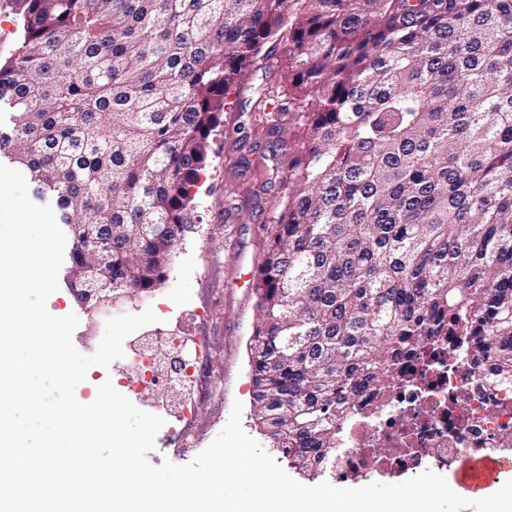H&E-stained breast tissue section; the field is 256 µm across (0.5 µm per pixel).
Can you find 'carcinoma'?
<instances>
[{"label":"carcinoma","instance_id":"carcinoma-1","mask_svg":"<svg viewBox=\"0 0 512 512\" xmlns=\"http://www.w3.org/2000/svg\"><path fill=\"white\" fill-rule=\"evenodd\" d=\"M296 2L23 0L0 157L54 202L68 287L153 291L226 98L280 51L267 132L301 131L253 280L251 419L315 479L423 342L459 331L512 373V0Z\"/></svg>","mask_w":512,"mask_h":512}]
</instances>
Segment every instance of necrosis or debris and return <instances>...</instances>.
<instances>
[{"mask_svg":"<svg viewBox=\"0 0 512 512\" xmlns=\"http://www.w3.org/2000/svg\"><path fill=\"white\" fill-rule=\"evenodd\" d=\"M190 346L182 370L167 378L152 354L131 350L126 360L140 390L194 378L205 343L198 337ZM510 453L512 376L497 371L493 354L472 359L466 337L446 336L403 359L388 401H369L361 417L342 425L330 475L352 484L426 470L452 478L467 464Z\"/></svg>","mask_w":512,"mask_h":512,"instance_id":"1","label":"necrosis or debris"}]
</instances>
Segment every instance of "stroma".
I'll return each instance as SVG.
<instances>
[{
    "label": "stroma",
    "instance_id": "stroma-1",
    "mask_svg": "<svg viewBox=\"0 0 512 512\" xmlns=\"http://www.w3.org/2000/svg\"><path fill=\"white\" fill-rule=\"evenodd\" d=\"M285 83L284 63L275 53L228 98L195 203L198 222L174 248L159 288L116 302L106 299L90 309L63 285L47 302L53 315H77L72 341L85 355L99 346L101 320L149 308L158 321L130 334L135 346L159 344L172 329L207 337L209 354L200 364L191 394L160 385L133 399L149 413L162 400L171 410L148 454L153 465L166 460L189 463L220 433L234 402L250 403L247 348L258 315L252 277L267 252L263 227L283 206L279 182L287 172L288 158L278 149L299 131L290 119L279 135L267 134L262 116L269 96ZM187 402L193 406V416L184 422L178 411Z\"/></svg>",
    "mask_w": 512,
    "mask_h": 512
}]
</instances>
